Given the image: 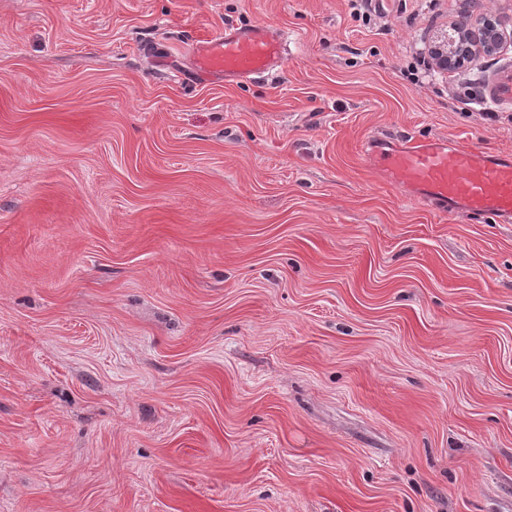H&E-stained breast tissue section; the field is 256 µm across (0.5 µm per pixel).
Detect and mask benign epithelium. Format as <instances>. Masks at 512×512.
<instances>
[{"label":"benign epithelium","instance_id":"obj_1","mask_svg":"<svg viewBox=\"0 0 512 512\" xmlns=\"http://www.w3.org/2000/svg\"><path fill=\"white\" fill-rule=\"evenodd\" d=\"M507 39L496 22L484 19L476 30L456 25L453 34L434 48L433 56L442 68H452L472 61L480 53H495L502 49Z\"/></svg>","mask_w":512,"mask_h":512}]
</instances>
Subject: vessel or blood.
<instances>
[{"label": "vessel or blood", "instance_id": "b4317fda", "mask_svg": "<svg viewBox=\"0 0 512 512\" xmlns=\"http://www.w3.org/2000/svg\"><path fill=\"white\" fill-rule=\"evenodd\" d=\"M284 33L265 24L228 26L195 52V70L203 79L233 84L270 78L282 69ZM365 158L390 185L443 214L488 217L512 223V153H474L453 140L432 138L370 139Z\"/></svg>", "mask_w": 512, "mask_h": 512}]
</instances>
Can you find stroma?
I'll return each mask as SVG.
<instances>
[{"instance_id": "obj_1", "label": "stroma", "mask_w": 512, "mask_h": 512, "mask_svg": "<svg viewBox=\"0 0 512 512\" xmlns=\"http://www.w3.org/2000/svg\"><path fill=\"white\" fill-rule=\"evenodd\" d=\"M485 16L0 0V512H512V224L362 154L512 152V46L423 77ZM255 23L275 78L178 79Z\"/></svg>"}]
</instances>
